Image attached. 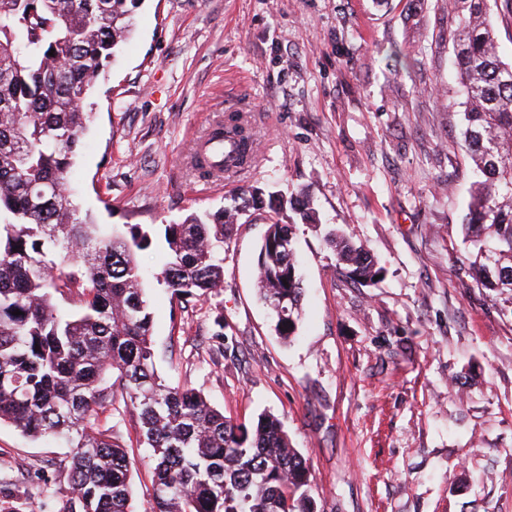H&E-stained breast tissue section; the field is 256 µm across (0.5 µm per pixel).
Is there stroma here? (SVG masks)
I'll use <instances>...</instances> for the list:
<instances>
[{"mask_svg":"<svg viewBox=\"0 0 512 512\" xmlns=\"http://www.w3.org/2000/svg\"><path fill=\"white\" fill-rule=\"evenodd\" d=\"M458 13L457 0H143L91 99L75 182L95 223L159 237L256 188L312 198L319 225L279 215L303 276L292 340L259 298L268 210L235 226L215 293L172 298L156 254L138 262L158 375L234 422L279 418L318 512H512V293L467 270L472 161L448 77ZM230 110L256 158L207 184L191 144ZM331 227L374 256L379 280L341 275ZM101 421L129 448L135 503L148 500L135 418ZM69 463V449L0 425L14 512H61Z\"/></svg>","mask_w":512,"mask_h":512,"instance_id":"1","label":"stroma"}]
</instances>
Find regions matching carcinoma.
<instances>
[{
	"instance_id": "obj_1",
	"label": "carcinoma",
	"mask_w": 512,
	"mask_h": 512,
	"mask_svg": "<svg viewBox=\"0 0 512 512\" xmlns=\"http://www.w3.org/2000/svg\"><path fill=\"white\" fill-rule=\"evenodd\" d=\"M459 3L461 146L476 173L465 240L481 286L512 291V278L495 274L512 275V63L501 58L492 0ZM140 5L0 0V423L71 449L63 512H135L127 446L100 423L121 407L150 452L153 495L141 512H317L305 490L307 460L279 419L238 424L195 390L162 383L137 261L152 237L139 224H97L74 202L87 102ZM214 133L233 139L234 166L253 162L241 113L225 115ZM265 202L273 206V197L255 192L240 207L165 225L167 288L185 298L224 287V239L244 209ZM329 241L352 282L382 273L344 235ZM258 281L275 331L294 335L302 287L292 225H269ZM60 298L75 300L76 311H60Z\"/></svg>"
}]
</instances>
